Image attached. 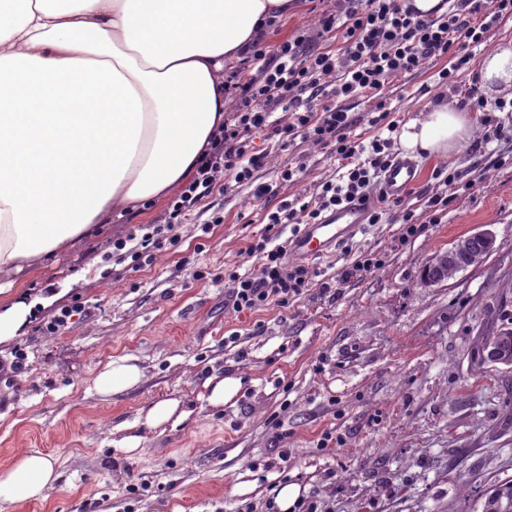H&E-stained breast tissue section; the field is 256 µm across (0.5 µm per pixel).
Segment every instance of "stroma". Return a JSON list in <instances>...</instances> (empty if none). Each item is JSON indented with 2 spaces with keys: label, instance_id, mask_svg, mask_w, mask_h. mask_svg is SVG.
Here are the masks:
<instances>
[{
  "label": "stroma",
  "instance_id": "1",
  "mask_svg": "<svg viewBox=\"0 0 512 512\" xmlns=\"http://www.w3.org/2000/svg\"><path fill=\"white\" fill-rule=\"evenodd\" d=\"M444 55L381 92L400 123L457 99L438 83ZM464 148L419 155V181L400 207L330 258L309 261L322 282L291 301L237 314L225 309V269L256 267L246 253L267 206L251 187L213 191L177 245L133 265L115 240L157 222L169 198L131 207V219L70 242L22 275L15 289L37 306L23 335L0 343V470L48 457L59 479L46 499L0 512H279L275 489L301 488L314 512H473L477 493L512 480V368L472 361L491 315L512 313V112H477ZM260 181L297 163L285 200L311 198L335 171L328 148H287L258 137ZM447 169L454 182L435 177ZM278 182V181H277ZM452 191L445 210L429 197ZM224 215L210 233L199 225ZM418 227L404 238L403 216ZM496 250L475 270L426 286L419 273L478 226ZM372 254L377 267L349 282L343 266ZM79 308L64 333L43 334L58 307ZM23 353L26 370L10 363ZM143 376L104 395L95 378L113 359ZM236 377L237 396L208 400V379ZM175 399L186 416L148 428L151 406ZM140 436L132 455L120 447Z\"/></svg>",
  "mask_w": 512,
  "mask_h": 512
}]
</instances>
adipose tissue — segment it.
<instances>
[{"mask_svg": "<svg viewBox=\"0 0 512 512\" xmlns=\"http://www.w3.org/2000/svg\"><path fill=\"white\" fill-rule=\"evenodd\" d=\"M291 0H0V342L33 312L10 300L19 276L114 211L188 178L224 122L217 74ZM469 113L440 104L409 121L400 143L449 155ZM133 358L110 361L100 393L139 384ZM50 460L0 471V501L39 500Z\"/></svg>", "mask_w": 512, "mask_h": 512, "instance_id": "obj_1", "label": "adipose tissue"}]
</instances>
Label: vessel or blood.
Listing matches in <instances>:
<instances>
[{
    "instance_id": "1",
    "label": "vessel or blood",
    "mask_w": 512,
    "mask_h": 512,
    "mask_svg": "<svg viewBox=\"0 0 512 512\" xmlns=\"http://www.w3.org/2000/svg\"><path fill=\"white\" fill-rule=\"evenodd\" d=\"M418 163L413 156L394 157L381 178L387 199L402 198L417 182ZM370 205L349 202L326 213L318 223L306 224L288 239V252L301 260H313L336 252L366 229Z\"/></svg>"
}]
</instances>
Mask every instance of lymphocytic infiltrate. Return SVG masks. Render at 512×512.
<instances>
[{
  "label": "lymphocytic infiltrate",
  "instance_id": "obj_1",
  "mask_svg": "<svg viewBox=\"0 0 512 512\" xmlns=\"http://www.w3.org/2000/svg\"><path fill=\"white\" fill-rule=\"evenodd\" d=\"M316 29L270 43L275 20L266 21L244 56L224 73V95L231 101V119L212 135L192 177L169 202L158 223L148 225L133 247L134 262L151 259L164 244H176L179 225L188 223L204 197L221 182L254 185L257 198L271 199L276 190L255 184L264 155L254 152L255 135L287 146L297 139L331 148L340 173L324 181L313 200L281 202L266 214L264 232L248 254L258 256V269L226 275L225 305L233 312H254L269 305L287 307L311 278L302 265L290 264L279 238L285 225L314 224L344 202L376 191L379 174L392 160V132L398 128L385 103L371 123L387 137L369 144L354 141V120L341 105L352 97L380 93L386 83L413 74L433 58H454L451 70L439 73L441 84L454 83L456 72L468 70L474 48L488 44L498 23L512 18V0H447L440 15L418 17L409 0H308Z\"/></svg>",
  "mask_w": 512,
  "mask_h": 512
}]
</instances>
